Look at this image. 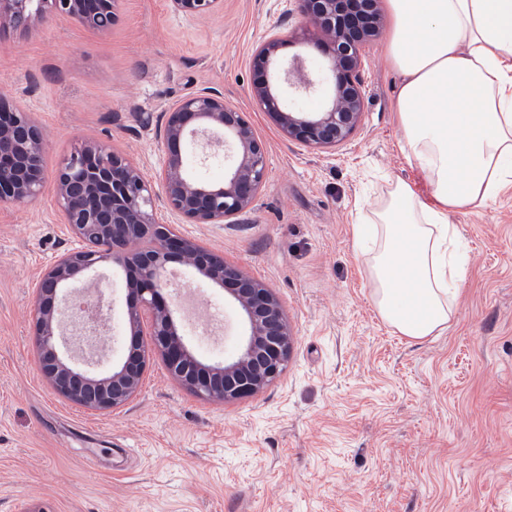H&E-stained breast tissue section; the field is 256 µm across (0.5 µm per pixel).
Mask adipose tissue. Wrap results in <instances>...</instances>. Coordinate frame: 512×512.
I'll return each instance as SVG.
<instances>
[{
	"label": "adipose tissue",
	"mask_w": 512,
	"mask_h": 512,
	"mask_svg": "<svg viewBox=\"0 0 512 512\" xmlns=\"http://www.w3.org/2000/svg\"><path fill=\"white\" fill-rule=\"evenodd\" d=\"M394 110L427 196L398 181L370 203L359 237L375 305L402 335L445 331L462 283L449 216L512 185V0H387Z\"/></svg>",
	"instance_id": "ef3b65f1"
}]
</instances>
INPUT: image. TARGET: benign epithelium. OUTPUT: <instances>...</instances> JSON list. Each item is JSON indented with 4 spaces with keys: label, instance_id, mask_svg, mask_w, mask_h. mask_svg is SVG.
Returning a JSON list of instances; mask_svg holds the SVG:
<instances>
[{
    "label": "benign epithelium",
    "instance_id": "benign-epithelium-1",
    "mask_svg": "<svg viewBox=\"0 0 512 512\" xmlns=\"http://www.w3.org/2000/svg\"><path fill=\"white\" fill-rule=\"evenodd\" d=\"M117 0H0V27L26 31L51 16L74 19L105 31L116 18ZM304 21L299 35L271 37L252 57L251 96L283 135L310 148L345 143L361 122L365 94L359 76L364 46L380 30L381 0H295ZM221 0H171L181 13L206 17ZM319 49L332 81L327 104L317 112L284 106L282 87L311 92L322 84L306 60L279 58L295 40ZM161 161L149 177L125 156L85 140L61 161L56 199L64 223L81 247L61 256L37 282L33 310L38 369L54 391L85 410L106 414L140 390L149 356L140 341L151 324L154 348L169 373L197 397L232 402L251 397L285 370L293 334L275 292L264 282L155 220L157 208L185 224H224L251 209L266 183V148L243 113L212 87L176 100L161 113ZM44 136L31 114L0 96V204H23L44 184ZM201 159L230 147L224 182L211 184L191 173L186 148ZM192 268L200 279L228 291L248 326L242 350L230 361L206 364L187 346L173 319V281L168 266ZM104 264L123 269L129 294L125 324L130 343L121 364L107 375L94 372L96 359L74 330L105 339L108 302L81 285Z\"/></svg>",
    "mask_w": 512,
    "mask_h": 512
}]
</instances>
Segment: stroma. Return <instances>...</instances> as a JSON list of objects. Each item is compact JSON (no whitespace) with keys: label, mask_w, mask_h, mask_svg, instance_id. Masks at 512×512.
<instances>
[{"label":"stroma","mask_w":512,"mask_h":512,"mask_svg":"<svg viewBox=\"0 0 512 512\" xmlns=\"http://www.w3.org/2000/svg\"><path fill=\"white\" fill-rule=\"evenodd\" d=\"M207 19L169 0H118L99 32L58 17L0 30V95L46 140L38 197L0 205V512H512V186L452 214L468 262L448 328L421 342L379 315L354 226L400 180L427 194L401 150L389 23L366 46L365 112L333 149L288 140L251 97V54L300 24L294 0H223ZM224 93L267 149L266 184L231 224L176 227L277 293L295 334L288 367L228 404L194 396L152 353L138 394L108 414L78 408L41 376L35 284L78 248L55 202V172L92 137L153 172L156 123L178 98ZM175 325L213 364L247 326L234 300L186 267ZM110 302L104 375L125 352L127 285Z\"/></svg>","instance_id":"35a3bbf8"}]
</instances>
